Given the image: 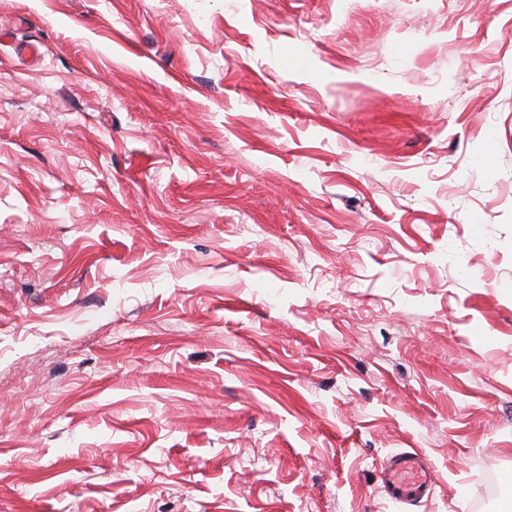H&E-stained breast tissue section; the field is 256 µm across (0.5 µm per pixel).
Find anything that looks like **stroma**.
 Here are the masks:
<instances>
[{
	"mask_svg": "<svg viewBox=\"0 0 512 512\" xmlns=\"http://www.w3.org/2000/svg\"><path fill=\"white\" fill-rule=\"evenodd\" d=\"M225 2L0 0V512H512V0ZM382 474L388 494L405 501H417L434 487V466L419 452H405L383 462Z\"/></svg>",
	"mask_w": 512,
	"mask_h": 512,
	"instance_id": "1",
	"label": "stroma"
}]
</instances>
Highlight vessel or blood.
Here are the masks:
<instances>
[{"label":"vessel or blood","instance_id":"1","mask_svg":"<svg viewBox=\"0 0 512 512\" xmlns=\"http://www.w3.org/2000/svg\"><path fill=\"white\" fill-rule=\"evenodd\" d=\"M382 474L388 494L396 499L417 501L434 487V466L419 452H405L383 462Z\"/></svg>","mask_w":512,"mask_h":512}]
</instances>
